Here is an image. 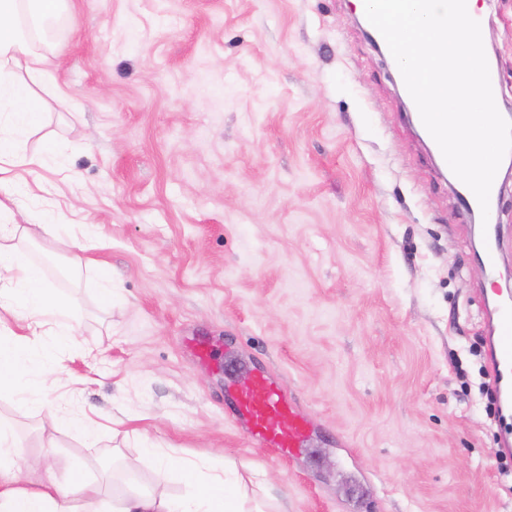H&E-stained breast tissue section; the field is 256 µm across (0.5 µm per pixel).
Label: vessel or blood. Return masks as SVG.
I'll return each mask as SVG.
<instances>
[{"mask_svg":"<svg viewBox=\"0 0 512 512\" xmlns=\"http://www.w3.org/2000/svg\"><path fill=\"white\" fill-rule=\"evenodd\" d=\"M485 325L489 387L502 415L512 414V290L498 288ZM224 396L249 438L281 455L314 457L313 432L294 411L295 401L266 376L247 387L227 386Z\"/></svg>","mask_w":512,"mask_h":512,"instance_id":"1","label":"vessel or blood"}]
</instances>
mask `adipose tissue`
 <instances>
[{"label":"adipose tissue","mask_w":512,"mask_h":512,"mask_svg":"<svg viewBox=\"0 0 512 512\" xmlns=\"http://www.w3.org/2000/svg\"><path fill=\"white\" fill-rule=\"evenodd\" d=\"M67 0H0V187L10 169L28 172L45 168L48 158L24 151L25 138L42 122L37 88L54 84L46 67L51 32ZM19 227L0 224V314L11 315L15 330L0 331V386L8 385L35 409L45 400L35 388L36 375H59L50 353L38 352L37 341L50 337L53 346L76 341L75 324L66 300L57 295L27 254L17 246ZM18 444L9 426L0 422V512H245L239 494L243 475L236 466L216 471L192 465L191 491L179 499L159 492L179 461L154 448L144 459L157 484L128 485L109 494L100 478L74 469L65 482L46 472L32 489L19 487L14 467Z\"/></svg>","instance_id":"1"}]
</instances>
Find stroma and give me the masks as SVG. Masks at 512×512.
Instances as JSON below:
<instances>
[{
	"mask_svg": "<svg viewBox=\"0 0 512 512\" xmlns=\"http://www.w3.org/2000/svg\"><path fill=\"white\" fill-rule=\"evenodd\" d=\"M500 105L512 104V0H479ZM48 66L63 98L11 171L9 224L53 208L26 248L67 298L57 350L88 439L0 390L21 486L70 468L154 483L147 448L251 462L264 512H512V454L482 389L488 277L477 229L410 121L394 64L354 0H71ZM500 283L512 180L500 181ZM100 244L62 268L83 228ZM112 275L111 297L98 286ZM234 356L233 377L224 373ZM263 372L311 423L315 458L254 445L224 401Z\"/></svg>",
	"mask_w": 512,
	"mask_h": 512,
	"instance_id": "obj_1",
	"label": "stroma"
}]
</instances>
